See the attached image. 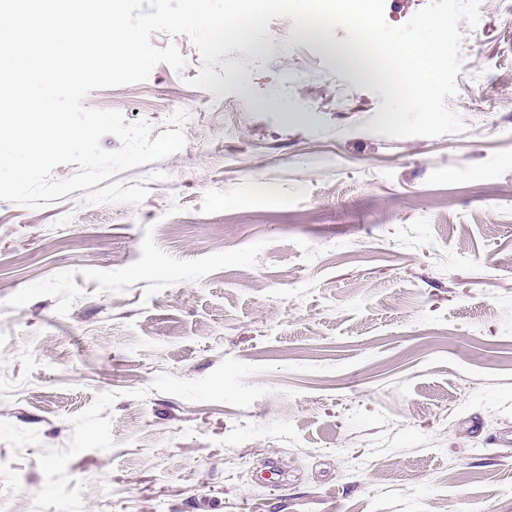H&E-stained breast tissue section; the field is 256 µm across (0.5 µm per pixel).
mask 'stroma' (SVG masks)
<instances>
[{"label":"stroma","instance_id":"stroma-1","mask_svg":"<svg viewBox=\"0 0 512 512\" xmlns=\"http://www.w3.org/2000/svg\"><path fill=\"white\" fill-rule=\"evenodd\" d=\"M346 37L272 20L209 92L154 33L184 73L84 104L186 110L185 146L0 201V512L512 504V0L464 32L458 133L374 134Z\"/></svg>","mask_w":512,"mask_h":512}]
</instances>
